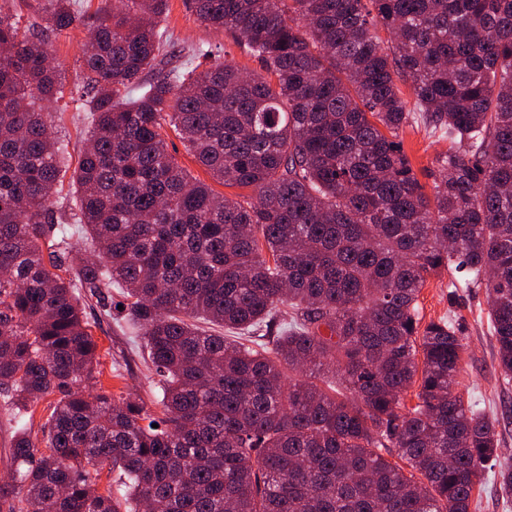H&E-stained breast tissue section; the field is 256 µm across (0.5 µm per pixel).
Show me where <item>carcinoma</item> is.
<instances>
[{
	"mask_svg": "<svg viewBox=\"0 0 512 512\" xmlns=\"http://www.w3.org/2000/svg\"><path fill=\"white\" fill-rule=\"evenodd\" d=\"M16 2L0 0V396L59 399L41 441L12 436L8 512H472L496 421L456 392L453 322L421 330L416 312L443 270L484 287L512 381V0H190L259 73L157 68L168 0H113L82 46L92 128L68 216L43 102L61 93L51 36L84 18L37 0L24 26ZM419 120L450 143L431 197L398 141ZM166 125L254 195L190 176ZM83 295L141 336L159 416L96 390ZM105 468L120 490L98 491Z\"/></svg>",
	"mask_w": 512,
	"mask_h": 512,
	"instance_id": "carcinoma-1",
	"label": "carcinoma"
}]
</instances>
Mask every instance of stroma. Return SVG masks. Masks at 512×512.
<instances>
[{
    "mask_svg": "<svg viewBox=\"0 0 512 512\" xmlns=\"http://www.w3.org/2000/svg\"><path fill=\"white\" fill-rule=\"evenodd\" d=\"M161 26L170 44L182 58L192 57L201 47L220 48L237 67L253 72L258 62L246 53L233 34L217 31L196 18L185 0H168V12ZM89 36L88 26L81 25L61 34L53 42L52 52L62 69L63 92L53 110L55 128L67 146L68 166H76L84 138L91 128V118L84 112L76 94L82 81L81 48ZM403 149L425 192H432L433 159L447 150L448 142L423 126L404 128L400 134ZM448 273L429 276L418 299L421 324L446 317L454 320L465 344L461 393L472 395L497 421L498 453L512 461V383H504L497 367V344L491 334L484 289L453 288ZM85 316L98 343L100 374L104 390L112 396L126 393L146 401L160 398L158 377L144 359L139 336L103 316L94 301L85 304Z\"/></svg>",
    "mask_w": 512,
    "mask_h": 512,
    "instance_id": "1",
    "label": "stroma"
}]
</instances>
